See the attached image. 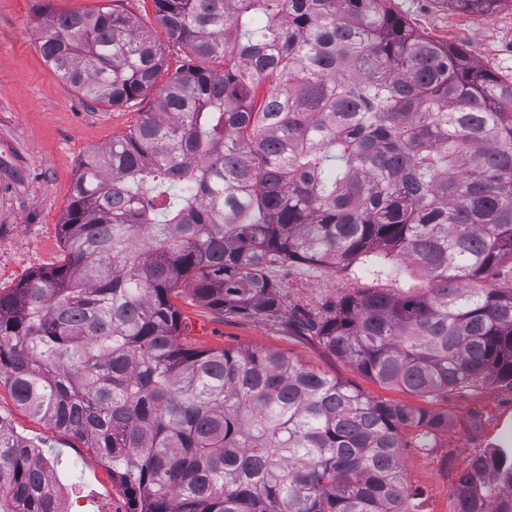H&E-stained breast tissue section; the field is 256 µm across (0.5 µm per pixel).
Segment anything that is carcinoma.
<instances>
[{
	"label": "carcinoma",
	"mask_w": 512,
	"mask_h": 512,
	"mask_svg": "<svg viewBox=\"0 0 512 512\" xmlns=\"http://www.w3.org/2000/svg\"><path fill=\"white\" fill-rule=\"evenodd\" d=\"M154 3L188 52L168 77L111 7L41 36L93 100L155 97L80 166L63 260L0 294V386L109 464L133 512H420L403 449L433 447L442 416L279 352L194 349L171 297L274 320L273 270L360 260L382 287L299 333L429 401L512 390V286L494 283L512 275V80L387 0ZM416 273L427 288H397ZM52 479L0 425V491L58 512ZM455 491L458 512H512V445L475 454Z\"/></svg>",
	"instance_id": "cac0c4a2"
}]
</instances>
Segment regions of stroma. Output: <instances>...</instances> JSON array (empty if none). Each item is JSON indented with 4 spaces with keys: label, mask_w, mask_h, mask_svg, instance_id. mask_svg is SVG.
Segmentation results:
<instances>
[{
    "label": "stroma",
    "mask_w": 512,
    "mask_h": 512,
    "mask_svg": "<svg viewBox=\"0 0 512 512\" xmlns=\"http://www.w3.org/2000/svg\"><path fill=\"white\" fill-rule=\"evenodd\" d=\"M112 6L138 20L159 44L170 69L185 64V52L156 20L154 0H0V293L10 292L34 270L63 257L59 224L82 161L132 129L149 100L119 107L98 103L62 79L40 50V33L54 17ZM391 9L430 38L464 46L468 54L512 80V0L478 14L452 8L448 0H391ZM282 287L278 321L224 317L190 294L175 305L189 330V346L206 349L278 350L307 367L376 399L423 408L448 420L434 448L406 449V480L423 489L422 512H456L458 472L477 452L512 433V390L485 385L472 396L438 401L385 388L311 336L291 330L298 320L324 317L346 295L376 287L362 268L309 271L289 265L273 273ZM0 415L39 445L60 478L103 503L131 502L110 467L76 438L54 430L14 403L0 387Z\"/></svg>",
    "instance_id": "35a3bbf8"
}]
</instances>
